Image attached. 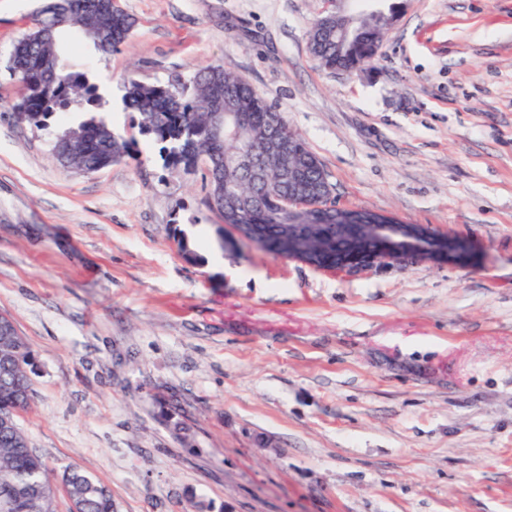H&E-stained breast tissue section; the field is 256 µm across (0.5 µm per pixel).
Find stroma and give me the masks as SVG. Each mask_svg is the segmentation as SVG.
<instances>
[{
  "instance_id": "stroma-1",
  "label": "stroma",
  "mask_w": 512,
  "mask_h": 512,
  "mask_svg": "<svg viewBox=\"0 0 512 512\" xmlns=\"http://www.w3.org/2000/svg\"><path fill=\"white\" fill-rule=\"evenodd\" d=\"M395 2L373 67L343 74L307 48L327 0H121L132 37L72 59L136 150L72 173L53 145L79 110L37 128L13 109L38 0H0V312L37 365L18 423L53 475L77 466L117 512H512V0ZM214 62L283 112L338 207L469 264L220 248L203 173L163 167L120 81Z\"/></svg>"
}]
</instances>
